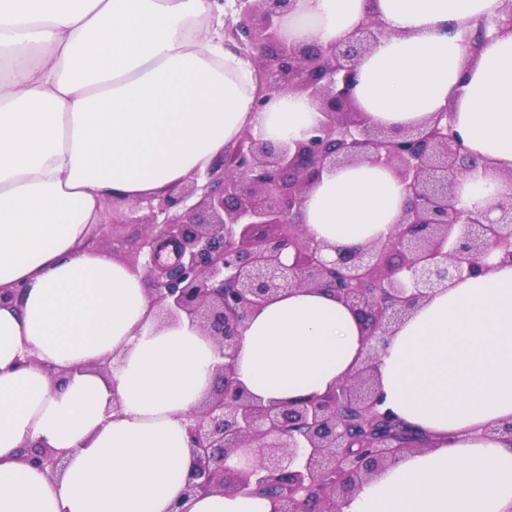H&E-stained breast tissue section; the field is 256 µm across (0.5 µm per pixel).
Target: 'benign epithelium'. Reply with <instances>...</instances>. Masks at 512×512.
Returning a JSON list of instances; mask_svg holds the SVG:
<instances>
[{"mask_svg": "<svg viewBox=\"0 0 512 512\" xmlns=\"http://www.w3.org/2000/svg\"><path fill=\"white\" fill-rule=\"evenodd\" d=\"M227 37L252 56L276 92L314 99L323 115L315 135L274 145L244 134L207 170L170 187L131 224H145L136 259L152 283V306L182 315L218 344L216 384L190 415L193 467L184 495L280 489L276 512H338L405 450L427 440L396 432L377 410L376 361L392 324L444 282L480 272L497 254L512 262V202L475 212L457 206L458 177L470 159L444 112L411 130L371 127L354 107L357 66L384 33L366 20L345 42L290 46L277 36L292 0H242ZM512 29V5L478 24ZM390 166L409 205L384 241L338 249L308 236L299 217L322 173L355 162ZM325 290L348 305L366 331L364 358L351 379L321 397L262 405L233 376L246 323L264 301L290 288ZM25 461L55 474L61 457L24 450Z\"/></svg>", "mask_w": 512, "mask_h": 512, "instance_id": "7a95c632", "label": "benign epithelium"}]
</instances>
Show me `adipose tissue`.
<instances>
[{"mask_svg":"<svg viewBox=\"0 0 512 512\" xmlns=\"http://www.w3.org/2000/svg\"><path fill=\"white\" fill-rule=\"evenodd\" d=\"M504 0H295L280 40L344 41L367 19L384 35L358 65L368 124L451 116L482 171L461 206L512 200V31L468 32ZM223 0H0V512H274L259 494L184 497L187 415L209 395L217 345L152 307L143 272L95 240L106 203H144L205 172L244 133L308 139L322 114L271 94L224 41ZM407 195L392 168L323 173L301 221L316 241L387 238ZM364 327L328 292L263 302L237 351V381L265 405L348 379ZM36 364H27V357ZM110 362L109 372L98 364ZM60 370L57 377L45 366ZM379 409L429 441L404 451L340 512H512V263L447 282L392 325L376 363ZM64 455L49 477L23 459Z\"/></svg>","mask_w":512,"mask_h":512,"instance_id":"obj_1","label":"adipose tissue"}]
</instances>
